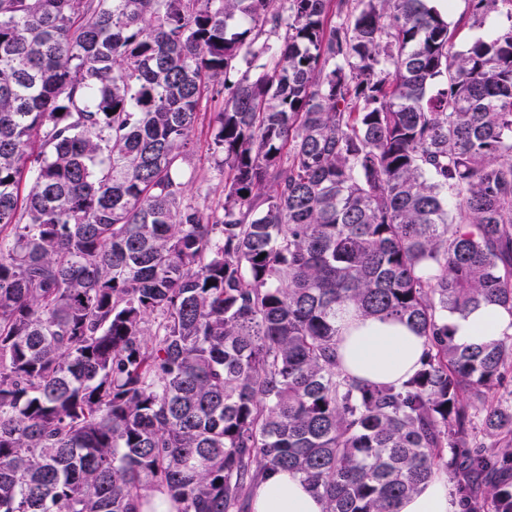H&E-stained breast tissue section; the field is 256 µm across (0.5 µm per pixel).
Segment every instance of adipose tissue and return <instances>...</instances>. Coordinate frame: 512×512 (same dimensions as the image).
I'll return each mask as SVG.
<instances>
[{"label": "adipose tissue", "instance_id": "ef3b65f1", "mask_svg": "<svg viewBox=\"0 0 512 512\" xmlns=\"http://www.w3.org/2000/svg\"><path fill=\"white\" fill-rule=\"evenodd\" d=\"M456 343L478 345L512 334V313L500 307L449 315ZM424 340L404 322L393 319L358 318L343 328L338 365L349 375L371 383H394L418 367ZM251 512H323L319 497L299 475L280 471L267 476L256 489ZM398 512H460L457 497L446 477L437 476L405 499Z\"/></svg>", "mask_w": 512, "mask_h": 512}]
</instances>
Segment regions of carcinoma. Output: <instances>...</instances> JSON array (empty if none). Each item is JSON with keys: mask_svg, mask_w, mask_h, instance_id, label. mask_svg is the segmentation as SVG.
<instances>
[{"mask_svg": "<svg viewBox=\"0 0 512 512\" xmlns=\"http://www.w3.org/2000/svg\"><path fill=\"white\" fill-rule=\"evenodd\" d=\"M458 30L431 0H0V512H238L279 471L396 512L450 458L512 500V334L448 326L512 312V24ZM351 310L420 367L340 370ZM208 117L204 127L199 126L196 131V144L185 160V167L194 171L195 179L187 188V199L192 202L216 204L224 200V182L215 165L212 150H210V131ZM202 130V132H201ZM448 324L460 345H478L512 334V314L494 306L481 305L472 311L448 315Z\"/></svg>", "mask_w": 512, "mask_h": 512, "instance_id": "obj_1", "label": "carcinoma"}]
</instances>
